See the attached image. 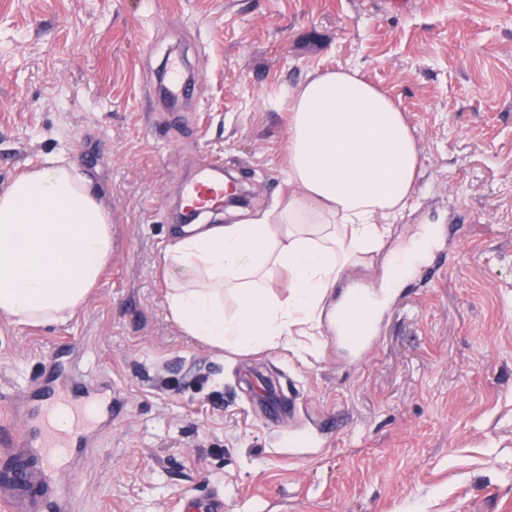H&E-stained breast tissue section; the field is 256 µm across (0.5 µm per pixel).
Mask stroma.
I'll list each match as a JSON object with an SVG mask.
<instances>
[{"instance_id":"stroma-1","label":"stroma","mask_w":512,"mask_h":512,"mask_svg":"<svg viewBox=\"0 0 512 512\" xmlns=\"http://www.w3.org/2000/svg\"><path fill=\"white\" fill-rule=\"evenodd\" d=\"M173 59L197 77L171 112ZM359 66L398 98L421 152L410 207L350 278L470 217L445 272L395 288L361 354L212 349L165 309L161 257L182 189L212 157L248 204L287 191L282 97ZM68 151L112 213L114 257L66 325L0 318V394L59 344L124 406L79 470L71 512H512V0H0V186ZM179 388H157L159 376ZM174 512H224V495L218 490H211L204 498L183 495L174 502Z\"/></svg>"}]
</instances>
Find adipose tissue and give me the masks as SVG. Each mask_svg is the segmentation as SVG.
Returning <instances> with one entry per match:
<instances>
[{
  "label": "adipose tissue",
  "mask_w": 512,
  "mask_h": 512,
  "mask_svg": "<svg viewBox=\"0 0 512 512\" xmlns=\"http://www.w3.org/2000/svg\"><path fill=\"white\" fill-rule=\"evenodd\" d=\"M287 196L231 224L182 227L161 261L165 308L182 331L219 350L294 348L323 325L360 333L358 299L335 285L379 251L408 209L420 152L399 100L358 69L317 71L289 93ZM112 214L65 152L0 189V317L64 325L112 258ZM283 277L284 294L264 279ZM237 310L224 314V295Z\"/></svg>",
  "instance_id": "ef3b65f1"
}]
</instances>
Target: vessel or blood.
<instances>
[{"mask_svg": "<svg viewBox=\"0 0 512 512\" xmlns=\"http://www.w3.org/2000/svg\"><path fill=\"white\" fill-rule=\"evenodd\" d=\"M186 91L181 67L170 63L163 84L166 98L178 101ZM182 199L190 209L223 201L221 159L210 161L184 186ZM112 403L111 385L65 379L53 364L26 390L12 395L7 416L0 420V425L13 431L4 451L12 464L0 470V512H12L19 505L26 506L28 512H68L78 461L95 448L98 432L110 424L109 419L99 418L98 407ZM60 410L67 412L71 421L64 432L54 422ZM173 512H224V496L217 490L203 498L186 494L174 502Z\"/></svg>", "mask_w": 512, "mask_h": 512, "instance_id": "vessel-or-blood-1", "label": "vessel or blood"}]
</instances>
